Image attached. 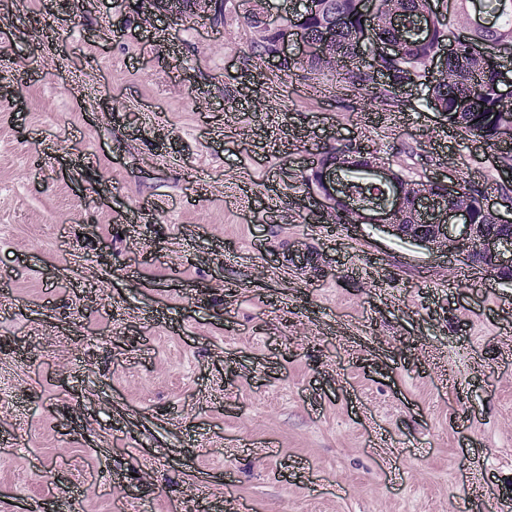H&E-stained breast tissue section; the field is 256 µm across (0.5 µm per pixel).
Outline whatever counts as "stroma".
Segmentation results:
<instances>
[{"instance_id":"stroma-1","label":"stroma","mask_w":512,"mask_h":512,"mask_svg":"<svg viewBox=\"0 0 512 512\" xmlns=\"http://www.w3.org/2000/svg\"><path fill=\"white\" fill-rule=\"evenodd\" d=\"M250 6L0 0V512H479L474 482L512 512V286L331 232L301 184L350 140L416 178L494 162L421 97L260 67Z\"/></svg>"}]
</instances>
